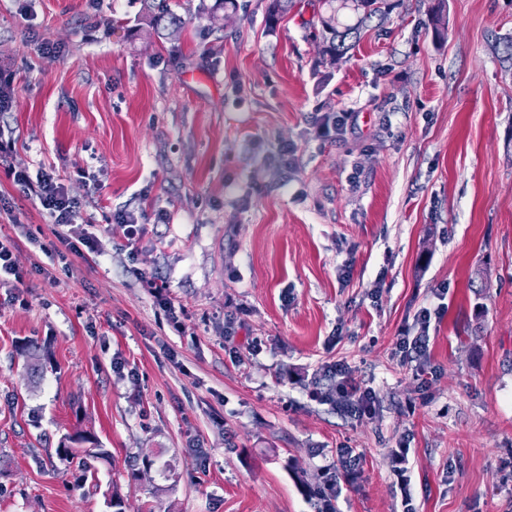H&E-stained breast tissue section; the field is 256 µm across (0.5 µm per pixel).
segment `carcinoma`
I'll use <instances>...</instances> for the list:
<instances>
[{
	"label": "carcinoma",
	"instance_id": "1",
	"mask_svg": "<svg viewBox=\"0 0 512 512\" xmlns=\"http://www.w3.org/2000/svg\"><path fill=\"white\" fill-rule=\"evenodd\" d=\"M324 9L320 14L322 53L329 56L330 60L346 54L357 42L360 25H349L341 22L340 14L354 13L360 15V21L364 22L374 16L389 14L398 2L396 0H319ZM145 25L150 33H160L169 28H178L182 25L181 19L170 10L161 6V3H146ZM88 442L92 447L80 450L72 447L74 443ZM56 452L67 459L77 454L83 456V471L81 480L95 477L94 462L108 456V452L100 448L97 439L91 434H79L69 436L61 441ZM336 490V479L333 476H325L323 480L308 486L309 494L326 499Z\"/></svg>",
	"mask_w": 512,
	"mask_h": 512
}]
</instances>
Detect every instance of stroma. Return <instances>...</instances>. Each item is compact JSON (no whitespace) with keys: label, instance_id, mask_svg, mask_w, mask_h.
<instances>
[{"label":"stroma","instance_id":"1","mask_svg":"<svg viewBox=\"0 0 512 512\" xmlns=\"http://www.w3.org/2000/svg\"><path fill=\"white\" fill-rule=\"evenodd\" d=\"M166 4L183 24L159 37L141 0H0L11 162L59 171L101 249L61 260L0 172V512H112L114 489L126 512H319L326 473L333 512H512V0H402L332 64L318 0L273 22L237 0L219 31ZM341 111L357 135L317 137L309 116ZM160 207L132 242L110 220ZM424 307L422 381L397 336ZM339 361L373 419L333 402ZM85 429L110 457L81 489L56 449Z\"/></svg>","mask_w":512,"mask_h":512}]
</instances>
